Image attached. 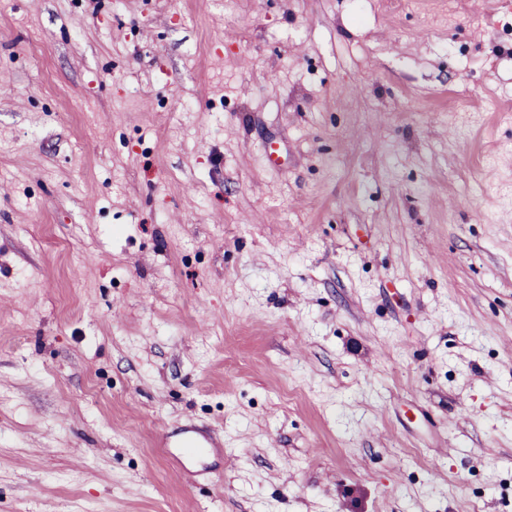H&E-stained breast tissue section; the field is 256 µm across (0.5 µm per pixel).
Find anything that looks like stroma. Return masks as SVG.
I'll list each match as a JSON object with an SVG mask.
<instances>
[{
    "label": "stroma",
    "instance_id": "35a3bbf8",
    "mask_svg": "<svg viewBox=\"0 0 512 512\" xmlns=\"http://www.w3.org/2000/svg\"><path fill=\"white\" fill-rule=\"evenodd\" d=\"M0 75V512H512V0H0Z\"/></svg>",
    "mask_w": 512,
    "mask_h": 512
}]
</instances>
